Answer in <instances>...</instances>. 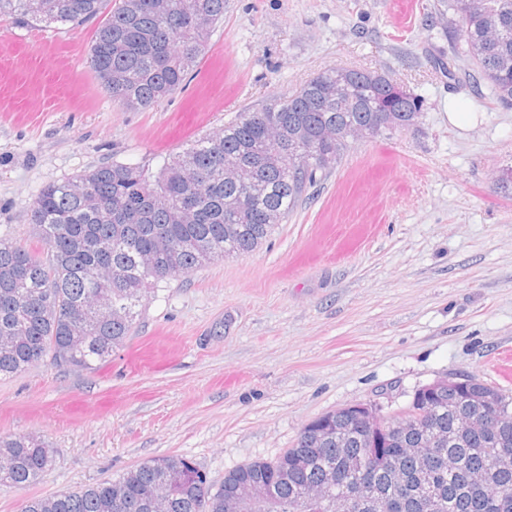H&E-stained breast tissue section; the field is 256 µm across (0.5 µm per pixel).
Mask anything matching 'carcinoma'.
<instances>
[{
  "mask_svg": "<svg viewBox=\"0 0 512 512\" xmlns=\"http://www.w3.org/2000/svg\"><path fill=\"white\" fill-rule=\"evenodd\" d=\"M52 2L54 9L42 11L35 0H0V15L78 24L101 7V0ZM448 10V42L464 45L496 100L512 106V0H448ZM223 17L224 0H116L96 31L91 65L114 103L151 108L185 87L211 27ZM333 72L317 74L287 98L241 110L224 129L164 163L153 181L138 167L107 164L42 188L31 222L46 257L0 239V379L47 359L82 370L108 360L135 331L139 307L157 283L226 253L254 251L297 208L317 174L330 170L320 156L338 162L347 148L327 142L324 133L369 126L377 106L393 111L400 131L422 109L421 98L377 70H348L351 93L338 99L330 92ZM298 139L310 141L313 152H298ZM234 159L260 178L264 191L233 211L244 194L240 183L224 177V163ZM160 238L187 247L174 268L163 263L150 276L139 258L155 252ZM97 296L118 299L116 311L96 309ZM455 395L449 390L417 405L431 425L454 434L443 445L430 444L408 413L398 437L363 426L338 447L324 429L345 426L348 413L339 409L309 422L296 446L276 459L228 471L218 488L189 460L164 456L116 480L30 498L21 512H235L237 488L246 482L271 493L278 512H291L302 491L326 482L372 489L378 506L362 512H425L422 495L438 502L437 512H512V469L497 465L500 454H512V396L499 393L493 408L505 420L483 430L465 404L448 409ZM404 440L423 443L427 457L406 454ZM450 455L458 463L451 473ZM53 456L34 437L1 438L0 487L32 485Z\"/></svg>",
  "mask_w": 512,
  "mask_h": 512,
  "instance_id": "1",
  "label": "carcinoma"
}]
</instances>
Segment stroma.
I'll return each mask as SVG.
<instances>
[{"label":"stroma","instance_id":"1","mask_svg":"<svg viewBox=\"0 0 512 512\" xmlns=\"http://www.w3.org/2000/svg\"><path fill=\"white\" fill-rule=\"evenodd\" d=\"M99 24L0 17V238L35 247L44 186L112 163L155 175L332 67L387 72L424 110L418 127L349 142L253 252L159 283L104 364L0 380V437L54 450L37 483L0 489V512L160 456L217 486L324 413L374 402L397 417L440 378L512 394V197L496 186L512 107L453 57L446 0H225L185 89L144 110L114 104L92 69Z\"/></svg>","mask_w":512,"mask_h":512}]
</instances>
